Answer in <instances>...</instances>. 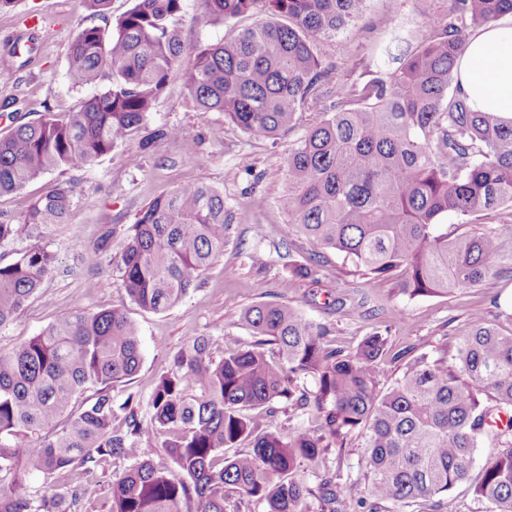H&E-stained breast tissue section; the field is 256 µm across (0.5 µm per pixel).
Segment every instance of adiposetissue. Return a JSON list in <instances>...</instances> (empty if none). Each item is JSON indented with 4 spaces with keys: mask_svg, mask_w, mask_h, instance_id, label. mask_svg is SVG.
<instances>
[{
    "mask_svg": "<svg viewBox=\"0 0 512 512\" xmlns=\"http://www.w3.org/2000/svg\"><path fill=\"white\" fill-rule=\"evenodd\" d=\"M458 78L473 111L512 118V15L469 36Z\"/></svg>",
    "mask_w": 512,
    "mask_h": 512,
    "instance_id": "obj_1",
    "label": "adipose tissue"
}]
</instances>
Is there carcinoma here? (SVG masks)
<instances>
[{"instance_id": "carcinoma-1", "label": "carcinoma", "mask_w": 512, "mask_h": 512, "mask_svg": "<svg viewBox=\"0 0 512 512\" xmlns=\"http://www.w3.org/2000/svg\"><path fill=\"white\" fill-rule=\"evenodd\" d=\"M216 20L262 14L265 20L198 51L184 71L201 112L255 139L291 130L297 113L317 100L325 75L320 43L359 17L364 0H203ZM183 0H134L108 31L77 30L67 54L73 87L111 74L110 86L63 116L47 112L0 137V197L57 169L86 167L133 140L181 63ZM512 13V0H452L444 17L388 81L362 89L340 84L331 112L288 154V186L280 205L288 237L345 255L370 279H391L409 297L454 295L502 273L512 274V225L448 234L461 224L512 207V119L473 112L455 70L469 33ZM72 202L56 189L28 211L0 220V243L23 230L66 224ZM223 192L187 183L155 198L129 227L119 262L122 287L140 308L180 303L203 272L224 255L236 218ZM114 229L80 246L86 262L107 251ZM58 262L35 245L0 264V327L40 294ZM316 258L295 263L297 280H317ZM254 341L217 359L216 340H188L162 374L143 422L130 393L112 388L139 370L136 324L119 308L73 309L20 345L0 349V512H82L84 480L114 460L130 465L112 480L111 512H226L238 494L267 512H321L365 493L370 512L382 502L409 504L447 493L466 480L477 448L489 440L475 492L487 512H512V329L472 314L459 337L458 363L412 350L403 375L380 386L389 351L375 332L353 350L331 347L326 330L288 303H259L242 315ZM312 379L315 391L299 389ZM494 405L483 404V397ZM309 408L316 425L283 441L270 432L278 405ZM124 414L125 429L113 427ZM364 433L362 472L317 489L300 467L329 439ZM251 438L244 454L224 449ZM163 452L184 474L152 460ZM43 479L34 491L30 477Z\"/></svg>"}]
</instances>
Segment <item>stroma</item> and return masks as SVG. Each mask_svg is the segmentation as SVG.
<instances>
[{"mask_svg": "<svg viewBox=\"0 0 512 512\" xmlns=\"http://www.w3.org/2000/svg\"><path fill=\"white\" fill-rule=\"evenodd\" d=\"M133 5L111 0L107 16L87 9L83 0H14L0 10V70L14 74L0 82V136L14 126L37 120L46 111L62 115L85 99L104 91L107 75L80 88L64 79L68 49L77 28L110 27ZM451 0H366L361 17L318 47L327 74L319 92L323 106L300 113L296 126L276 139H255L225 120L220 112H201L184 84L183 67H174L164 92L156 100L142 136L160 128L187 130L195 140L157 141L152 151L137 141L123 143L86 168L54 170L23 189L0 197V216L22 215L37 198L58 188L71 192L68 223L47 224L0 244V264L17 252L39 244L56 253L58 264L44 281L43 297L31 299L9 325L0 328V348L9 349L37 335L72 309L98 312L125 310L139 332L143 361L129 382L114 387L116 401L128 394L148 400L174 355L193 336H210L220 348L235 349L251 340L241 323L243 312L262 302H285L299 308L315 323L327 327L331 346L356 347L368 334L386 331L393 350L415 347L434 359L454 360L458 338L470 328L473 311L488 321L512 328V280L492 277L481 286L452 296L408 298L391 283L370 282L354 273L353 264L332 250L324 251L317 266L318 284L292 279L288 266L306 262L313 247L305 240L285 241L287 213L280 197L288 183L286 158L308 128L323 117L337 85L355 87L391 78L400 57L413 53L429 33V18L448 13ZM53 27L54 37L40 44L37 28H24L26 19ZM256 19L244 16L215 21L204 13L202 0H184L182 24L186 58L198 48L231 38ZM204 183L223 192L234 211L246 212L234 221L224 255L203 275L199 286L177 306L162 312L141 309L130 300L117 264L127 244L128 228L156 197L180 184ZM113 228L109 249L95 265H86L78 244L95 243L104 228ZM401 319H394V312ZM364 438L349 436L345 444H329L319 457L304 463L301 474L309 487L333 472L357 474ZM496 447L484 442L477 461L493 456ZM448 494L410 504L386 503L382 512H486L474 492L481 471Z\"/></svg>", "mask_w": 512, "mask_h": 512, "instance_id": "obj_1", "label": "stroma"}]
</instances>
